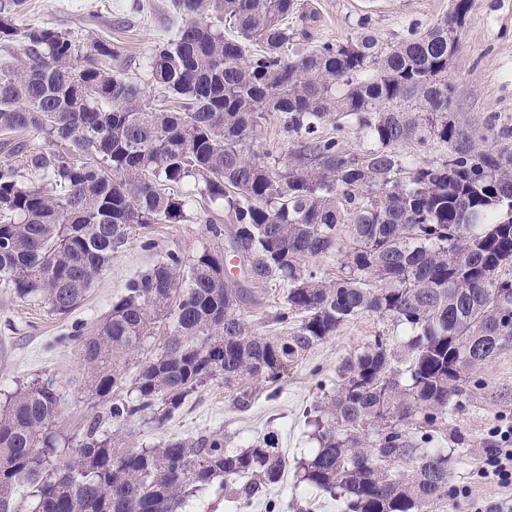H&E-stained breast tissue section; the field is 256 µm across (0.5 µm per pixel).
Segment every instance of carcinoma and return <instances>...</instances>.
I'll use <instances>...</instances> for the list:
<instances>
[{
  "mask_svg": "<svg viewBox=\"0 0 512 512\" xmlns=\"http://www.w3.org/2000/svg\"><path fill=\"white\" fill-rule=\"evenodd\" d=\"M25 2L0 0V43L24 56L0 68V134L33 130L52 149L11 148L43 171L40 185L0 165V288L71 314L133 232L184 216L192 191L171 189L190 183L229 223L207 227L224 246L167 254L71 334L111 425L159 428L217 378L246 411L249 381L278 382L373 313L408 340L399 351L377 336L342 364L315 419L319 448L296 462L300 482L350 512H427L448 497L439 420L512 342V151L478 144L450 112L448 56L473 0L386 52L365 37L291 55L288 18L314 20L298 0H170L181 25L147 59L153 95L112 67V41L17 24ZM272 112L284 160L251 149ZM333 117L353 119L370 148L323 134ZM412 141H437L448 159L413 164L398 151ZM320 258L336 260V278L306 265ZM273 286L276 334L255 336L242 305ZM163 322L162 351L125 391L129 360ZM60 417L59 394L36 381L0 404V512H182L219 477L247 509L288 470L271 433L245 448L221 431L114 448L100 416L69 437L54 431Z\"/></svg>",
  "mask_w": 512,
  "mask_h": 512,
  "instance_id": "carcinoma-1",
  "label": "carcinoma"
}]
</instances>
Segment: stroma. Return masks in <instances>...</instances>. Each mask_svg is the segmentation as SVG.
Here are the masks:
<instances>
[{
    "label": "stroma",
    "instance_id": "stroma-1",
    "mask_svg": "<svg viewBox=\"0 0 512 512\" xmlns=\"http://www.w3.org/2000/svg\"><path fill=\"white\" fill-rule=\"evenodd\" d=\"M301 2L317 19L303 25L292 44L296 50L367 35L384 49L412 33L427 31L452 9V0ZM168 4L169 0H27L18 22L67 31L86 41L112 39L122 65L140 74L155 47L172 38L180 24ZM448 82L453 90L451 110L460 125L486 146L512 149V0H474L460 48L448 65ZM223 221V210L200 198L187 208L183 221L135 232L83 304L63 319L37 302L0 288V402L22 384L49 383L62 397L61 431L72 433L87 425L101 407L88 396L90 372L77 342L69 337L72 325H93L124 294L129 281L167 253L189 259L211 246L206 227ZM147 238L152 247H144ZM379 335L398 342L406 339L402 327L389 319L371 313L359 316L288 365L277 389L257 385L249 410H237L232 389L217 379L203 386L162 427L132 420L120 426L118 437L127 445L151 446L220 430L228 447L242 448L272 432L289 459L310 458L318 447L315 408L332 394L344 361ZM505 419L512 421V344L471 373L457 409L436 432L438 447L448 451V485L453 493L434 502L429 512H471L472 503L488 506L512 496V491L477 477L491 446L489 431ZM267 496L298 508L312 504V512H345L343 501L316 488L298 486L291 472L271 486Z\"/></svg>",
    "mask_w": 512,
    "mask_h": 512
}]
</instances>
